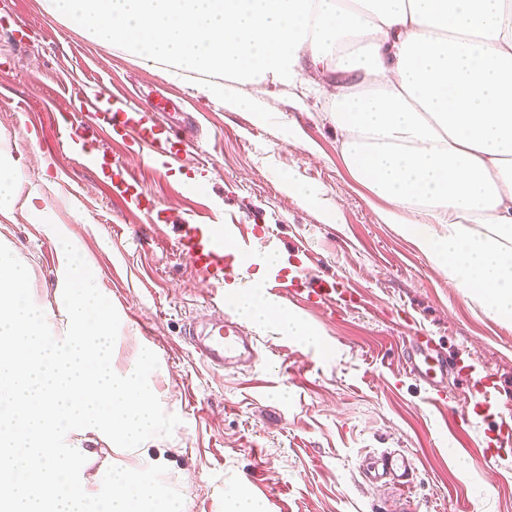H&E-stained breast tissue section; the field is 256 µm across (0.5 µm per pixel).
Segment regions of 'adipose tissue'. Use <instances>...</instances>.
Wrapping results in <instances>:
<instances>
[{
  "label": "adipose tissue",
  "instance_id": "1",
  "mask_svg": "<svg viewBox=\"0 0 512 512\" xmlns=\"http://www.w3.org/2000/svg\"><path fill=\"white\" fill-rule=\"evenodd\" d=\"M96 41L203 75L235 109L237 85L323 89L350 173L389 202L429 261L492 319L512 320V0H43ZM236 289L240 315L278 333L317 332L263 295Z\"/></svg>",
  "mask_w": 512,
  "mask_h": 512
}]
</instances>
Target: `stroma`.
Masks as SVG:
<instances>
[{
	"mask_svg": "<svg viewBox=\"0 0 512 512\" xmlns=\"http://www.w3.org/2000/svg\"><path fill=\"white\" fill-rule=\"evenodd\" d=\"M200 82L169 80L163 68L51 17L42 0H0V151L16 163L0 243L27 264L53 335L65 330L58 290L66 238L120 316L116 366L134 367L145 348L159 359L150 386L181 423L150 441L148 455L166 466L184 512H228L237 490L263 498L268 512H512V445L491 462L480 457L501 420L476 408L471 389L491 380L512 407V322L486 317L408 235L383 223L387 202L349 173L329 104L314 88L240 86L243 99L260 97L268 115L260 124L249 107L230 111L200 95ZM96 85L150 104L196 141L184 166L160 173L107 140L91 144L137 171L166 214L192 208L261 225L276 251L310 253L318 276L350 289L351 301L332 309L289 304L318 330L317 342L252 326L249 372L202 365L189 329L213 312L207 278L176 252L172 226L127 215L104 175L81 166L57 137L60 115ZM24 99L25 113L17 107ZM411 324L467 364L445 383L449 408L403 370ZM452 414L467 447L448 430ZM68 443L82 449L89 477L124 459L90 431H71ZM385 451L408 457V490L369 477Z\"/></svg>",
	"mask_w": 512,
	"mask_h": 512,
	"instance_id": "35a3bbf8",
	"label": "stroma"
}]
</instances>
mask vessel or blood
<instances>
[{
    "instance_id": "obj_1",
    "label": "vessel or blood",
    "mask_w": 512,
    "mask_h": 512,
    "mask_svg": "<svg viewBox=\"0 0 512 512\" xmlns=\"http://www.w3.org/2000/svg\"><path fill=\"white\" fill-rule=\"evenodd\" d=\"M74 109L79 112V122H65L60 132L61 140L84 162L93 167L111 165L108 187L113 198L123 209L145 219H153L158 202L123 164L107 163L104 156L83 151L86 136H100L124 150L137 154L143 163L158 170L167 169L173 161L186 156L191 144L178 130L167 127L151 107L129 100L126 96L101 88L94 96L77 97ZM177 235L175 247L185 255L194 269L205 274L211 282L212 293L222 297L243 281L241 265L250 259L255 248L247 234L233 225L217 224L201 214L174 216ZM311 259L296 257L287 275H275L279 293L288 299L302 295V286L313 281L312 290L320 304L334 307L346 302L348 291L324 280H311ZM410 349L404 369L419 375L428 384H435L437 376L447 375L465 368L463 359H446L439 356L432 339H421L418 328L406 330ZM194 351L204 365L220 370L229 362L240 360L243 355L254 353L255 340L247 336L242 327L221 315L210 319L201 335L193 337ZM381 477L400 485L407 484L413 476L411 467L397 462L394 453L386 451L380 456Z\"/></svg>"
}]
</instances>
